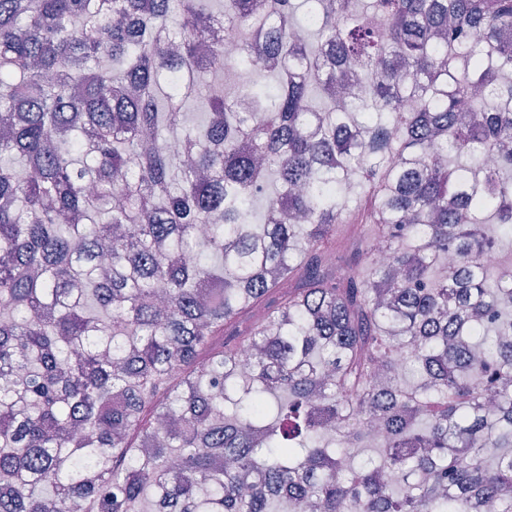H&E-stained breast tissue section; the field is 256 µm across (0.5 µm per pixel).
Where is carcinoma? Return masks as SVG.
<instances>
[{
    "instance_id": "cac0c4a2",
    "label": "carcinoma",
    "mask_w": 512,
    "mask_h": 512,
    "mask_svg": "<svg viewBox=\"0 0 512 512\" xmlns=\"http://www.w3.org/2000/svg\"><path fill=\"white\" fill-rule=\"evenodd\" d=\"M506 29L0 0V512H512ZM256 37L230 101L210 59Z\"/></svg>"
}]
</instances>
